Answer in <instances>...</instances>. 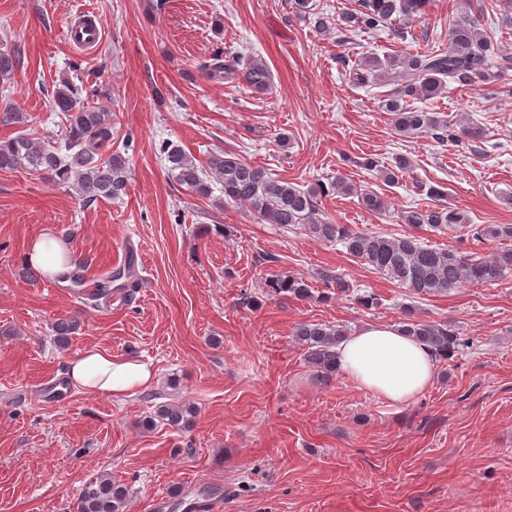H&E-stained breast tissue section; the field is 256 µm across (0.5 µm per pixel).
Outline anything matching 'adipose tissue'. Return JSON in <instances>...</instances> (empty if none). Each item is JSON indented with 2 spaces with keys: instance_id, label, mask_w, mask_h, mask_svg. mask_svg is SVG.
Instances as JSON below:
<instances>
[{
  "instance_id": "obj_1",
  "label": "adipose tissue",
  "mask_w": 512,
  "mask_h": 512,
  "mask_svg": "<svg viewBox=\"0 0 512 512\" xmlns=\"http://www.w3.org/2000/svg\"><path fill=\"white\" fill-rule=\"evenodd\" d=\"M27 258L51 281L69 272L75 262L70 246L46 231L32 239ZM336 369L362 389L393 403H406L432 385L436 362L428 346L402 335L396 326L372 325L337 347ZM68 374L76 387L113 397L147 386L153 379L148 365L96 347L72 358Z\"/></svg>"
}]
</instances>
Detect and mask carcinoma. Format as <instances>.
I'll return each instance as SVG.
<instances>
[{
	"instance_id": "1",
	"label": "carcinoma",
	"mask_w": 512,
	"mask_h": 512,
	"mask_svg": "<svg viewBox=\"0 0 512 512\" xmlns=\"http://www.w3.org/2000/svg\"><path fill=\"white\" fill-rule=\"evenodd\" d=\"M426 6V0H356L353 9L329 17L313 11L310 0H294L293 8L314 16L315 28L320 31L373 32L389 28L391 35L405 39L407 25ZM482 5L475 13L453 21L448 27V47L416 53L388 55L382 59L366 56L352 68V80L358 85L371 83L394 85L381 101L382 111L391 115L396 130L402 135L430 132L440 141L458 142L467 138L474 144L486 140L485 129L472 125L457 129L437 112L410 107L412 100H430L442 93L447 84L469 86L477 80L488 79L489 62L495 56L493 33L483 27ZM20 63L15 50L0 51V77L7 79ZM210 80L240 81L258 92L268 89L271 73L260 59L226 56L220 52L200 65ZM51 107L66 116L68 134L65 151L46 145L28 134L0 139V170L14 171L31 168L64 183L76 181L78 195L87 203L100 198L119 199L126 194L130 177L129 159L112 150V113L93 106L82 89L68 79L60 81ZM30 116L12 105L0 108V123L26 127ZM166 160L174 180L189 192L206 197L211 193L209 179L217 180L224 200L248 204L261 222L281 228L303 226L314 237L339 242L346 252L371 267L375 272L407 289L413 296L437 295L463 285L480 286L500 281L512 269V250L493 258L464 256L455 249L431 248L421 242L417 231H441L453 224L470 223L467 215L444 204L415 207L401 214V221L412 231L399 237L354 232L343 224H334L321 217L318 197L330 190H342L358 196L361 205L381 212L387 203L371 190H359L338 176L330 185L319 183L309 189L272 178L262 169L233 153L221 152L210 157L208 166L178 147L166 150ZM411 162L401 156L394 167L380 170L382 180L392 183L398 174L409 170ZM320 280L325 290L320 297H330L331 290L345 293L350 285L341 274L324 269ZM269 292L287 293L297 299L313 297V287L293 276H279L268 281ZM139 288L132 267L110 272L95 281L87 294L90 307L108 309L114 293L127 299ZM401 332L426 344L434 355L446 358L467 345V339L448 329L446 323L407 319ZM294 336L305 350V358L314 376L329 379L336 372V345L346 336L343 329L323 324L300 323ZM156 417L167 424L188 428L193 424L195 411L184 404L158 406ZM128 490L112 480L110 474H99L80 489L75 512H124Z\"/></svg>"
}]
</instances>
